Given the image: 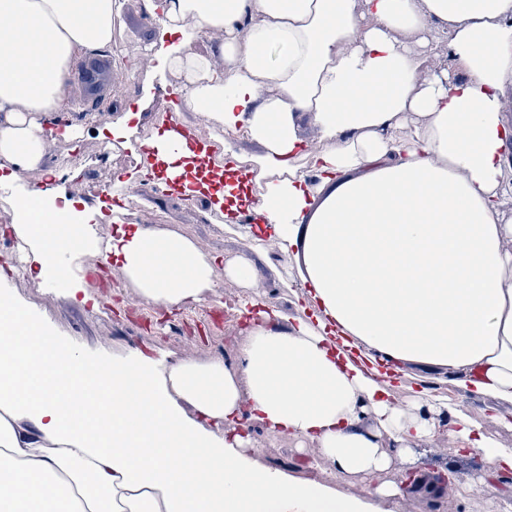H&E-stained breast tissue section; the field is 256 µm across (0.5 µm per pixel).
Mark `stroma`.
Instances as JSON below:
<instances>
[{
  "instance_id": "1",
  "label": "stroma",
  "mask_w": 512,
  "mask_h": 512,
  "mask_svg": "<svg viewBox=\"0 0 512 512\" xmlns=\"http://www.w3.org/2000/svg\"><path fill=\"white\" fill-rule=\"evenodd\" d=\"M118 24L114 28L109 81L111 94L82 96L70 118L68 136L53 146L54 155L64 157L71 167L81 169L82 179L67 185L77 198V211H90L87 231L99 240H107L116 227L133 228L137 224L175 230L189 235L206 254L227 260L242 257L256 260L255 278L244 288L224 278L204 300L171 310L157 307L123 285L119 274L88 279V301L72 299L67 289L53 281L31 279L26 273L10 274L4 286L16 301L45 323L52 335L64 345L78 349L92 363H124L145 355L171 365L181 361H208L231 357L246 333L241 330L239 311L225 313V303L253 301L263 308H287L293 300L288 286L290 270L287 255L281 253L264 231L256 225L225 227L220 217L202 202H188L177 193L155 190L144 183L115 190L114 203L101 198L99 184L113 181L115 172L127 171L135 164L130 148L110 145L99 135L108 125L128 124L138 139L150 138L168 114L181 84L171 75L165 84L156 85L154 96L140 117L127 119L126 113L142 99L144 84L153 83L152 64L147 55L155 27L145 17L143 0H122ZM135 200L134 216H127V200ZM440 393L462 405L484 434L504 448H512V430L497 425L490 417L486 402L463 396L440 373ZM252 455L261 465L287 468L302 478L312 477L308 463L319 451L311 443L288 435H272L261 426H253ZM458 441L442 434L417 448L413 458L394 459L391 467L374 478L354 475L339 477L335 486L346 496L366 498L376 484L404 483L414 473L416 485L403 495L378 500L380 512H512V482L499 478L481 485L488 463L479 457L458 453ZM449 484H441V475Z\"/></svg>"
}]
</instances>
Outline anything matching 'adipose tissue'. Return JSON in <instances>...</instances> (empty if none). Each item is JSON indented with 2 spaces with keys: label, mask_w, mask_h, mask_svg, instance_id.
<instances>
[{
  "label": "adipose tissue",
  "mask_w": 512,
  "mask_h": 512,
  "mask_svg": "<svg viewBox=\"0 0 512 512\" xmlns=\"http://www.w3.org/2000/svg\"><path fill=\"white\" fill-rule=\"evenodd\" d=\"M158 57L183 76L179 110L256 143V213L294 263L296 313L259 312L233 360L88 365L0 292V512H378L368 500L263 467L225 424L248 419L317 445L335 473L370 478L439 421L407 416L391 372L416 363L419 406L453 418L466 455L512 471L432 380L512 404V0H145ZM121 0H0V164L59 172L52 128L77 105L72 74L112 44ZM445 56H436L438 43ZM315 127L311 145L300 129ZM131 181L195 165L157 135ZM242 182L194 199L242 217ZM48 186L15 200L29 274L93 249ZM99 263L167 309L215 288L188 236L117 230ZM375 424H362L365 413ZM392 452H384L383 439Z\"/></svg>",
  "instance_id": "obj_1"
}]
</instances>
